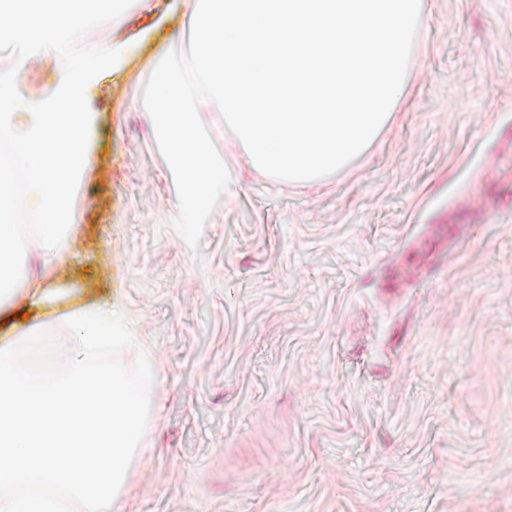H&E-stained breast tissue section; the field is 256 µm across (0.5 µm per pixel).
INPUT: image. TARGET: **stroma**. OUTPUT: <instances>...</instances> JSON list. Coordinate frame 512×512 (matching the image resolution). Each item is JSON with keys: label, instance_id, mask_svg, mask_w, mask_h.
<instances>
[{"label": "stroma", "instance_id": "35a3bbf8", "mask_svg": "<svg viewBox=\"0 0 512 512\" xmlns=\"http://www.w3.org/2000/svg\"><path fill=\"white\" fill-rule=\"evenodd\" d=\"M181 0L85 38L121 49L85 90L75 224L49 302L4 319L69 338L118 306L150 358L149 434L122 512H512V0H424L402 97L365 153L299 186L205 112L230 185L190 249L141 96L187 50ZM36 54L22 96L58 88Z\"/></svg>", "mask_w": 512, "mask_h": 512}]
</instances>
